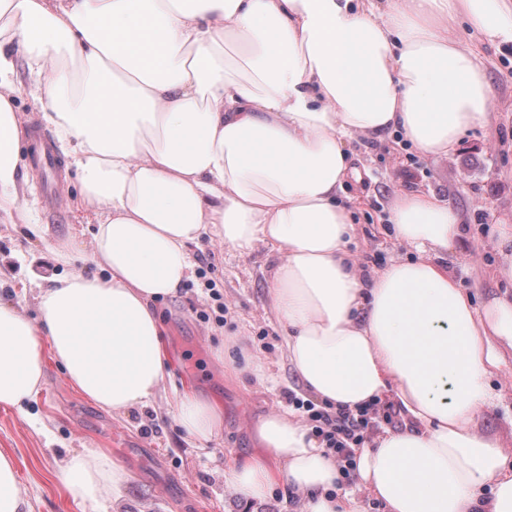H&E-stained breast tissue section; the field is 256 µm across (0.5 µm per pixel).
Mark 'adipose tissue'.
<instances>
[{
  "label": "adipose tissue",
  "mask_w": 512,
  "mask_h": 512,
  "mask_svg": "<svg viewBox=\"0 0 512 512\" xmlns=\"http://www.w3.org/2000/svg\"><path fill=\"white\" fill-rule=\"evenodd\" d=\"M512 43V0H0V215L18 211L25 133L10 77L23 58L42 119L76 168L97 223L102 275L52 274L37 319L0 304V406L23 410L49 343L68 382L119 415L163 386L158 299L192 272L202 237L274 256L272 309L303 386L354 411L395 398L412 420L356 449L354 488L302 420L259 416L264 454L225 470L244 499L280 483L301 512H512V461L482 433L491 377L512 351V293L476 306L441 262L463 234L436 195L395 190L394 238L416 254L363 274L338 193L357 175L351 142L389 130L428 156L491 125L492 89L456 22ZM240 41L242 61L224 56ZM174 417L218 430V404L187 394ZM56 480L75 499L121 497L124 469L70 456ZM490 497H483L484 486Z\"/></svg>",
  "instance_id": "obj_1"
}]
</instances>
